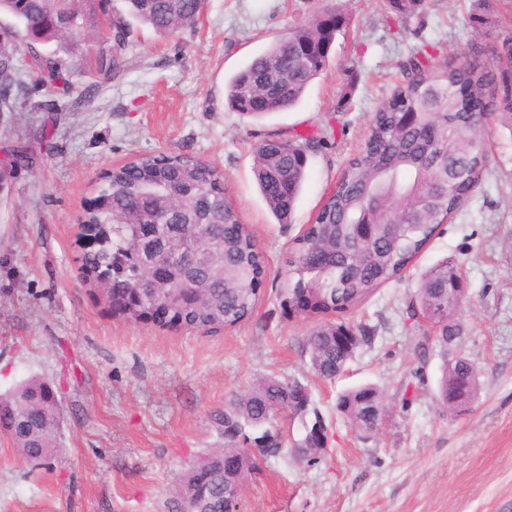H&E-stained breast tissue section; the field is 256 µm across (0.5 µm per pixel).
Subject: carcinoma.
<instances>
[{"mask_svg":"<svg viewBox=\"0 0 512 512\" xmlns=\"http://www.w3.org/2000/svg\"><path fill=\"white\" fill-rule=\"evenodd\" d=\"M85 0H24L17 15L18 27L0 43L6 66L13 57L33 53L31 35L40 42L77 39L83 32ZM204 0H126V15H113L119 47L132 36L130 20L171 35L196 26ZM340 31L341 18L329 13L297 27L287 37L253 57L227 84L229 107L255 118L283 112L297 104L309 84L326 67L333 41L321 45L318 55L304 47L319 42L327 20ZM111 47L99 53L97 69L112 75L119 64ZM459 62L436 75L414 77V63L406 79L370 120L368 136L358 155L350 159L336 183L335 193L318 211L311 227L299 239L290 259L297 275L292 291H305L311 312H349L383 284L401 277L437 228L448 222L480 184L488 167V154L481 130L484 124L467 109L463 90L473 94L496 86L512 71V38L504 43L502 65L486 66L480 50L468 45L458 53ZM0 92V108L10 112H35L39 105L9 91L24 83L18 72ZM65 61L52 57L36 60L32 89L69 91ZM262 91L271 101L269 112L249 109L252 95ZM319 140L266 139L254 148V174L265 202L281 223L291 220L301 187L306 179L309 154ZM100 212L85 211L84 222L105 221L112 225L110 245L102 252L84 257L90 283L93 272L110 273L112 262L130 259L138 247L133 225L140 216L159 218L162 242L178 250L188 239L217 240L223 248L210 253L208 261L195 267L197 284L187 292L195 296L190 308L170 301L164 288L138 285L132 273L112 275L107 302L112 296L143 298L168 304L169 321L187 329L210 328L213 319L224 318L233 326L248 320L259 299L266 275V261L255 236L241 223L237 210L224 196V176L211 164L183 155H145L101 177ZM191 186L194 199L180 196ZM207 198L211 208L224 213V223L199 228L186 223L183 210ZM466 298L458 264L444 259L420 278L408 305L410 318L432 325L443 365L438 382L441 404L450 413L465 411L478 391V370L456 350L463 327L457 317ZM375 328L355 321H322L304 337L303 351L314 373L331 381L339 376L356 351L375 342ZM381 403L377 387L365 384L340 394L336 410L362 436L376 430L367 416L371 403ZM61 401L50 383L31 378L12 392L0 396V434L26 461L50 459L60 428ZM281 413L301 419L305 436L297 455L311 462L325 454L327 426L311 406L307 386L295 379L263 376L231 397L224 409L212 414L224 429V447L213 448L180 478L178 512H226L235 502L230 493L233 480L224 476L220 458L236 453L241 458L238 479L246 480L259 461L288 455L272 422Z\"/></svg>","mask_w":512,"mask_h":512,"instance_id":"carcinoma-1","label":"carcinoma"}]
</instances>
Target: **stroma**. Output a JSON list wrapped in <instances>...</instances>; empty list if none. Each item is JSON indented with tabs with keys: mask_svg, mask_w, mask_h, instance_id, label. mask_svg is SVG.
Segmentation results:
<instances>
[{
	"mask_svg": "<svg viewBox=\"0 0 512 512\" xmlns=\"http://www.w3.org/2000/svg\"><path fill=\"white\" fill-rule=\"evenodd\" d=\"M122 0H92L82 41L49 48L74 75L70 93L33 92L35 112H0V159L22 155L0 189V394L32 376L61 398L56 449L22 461L0 438V512H176L179 478L222 443L211 415L264 375L307 384L329 446L316 463L261 462L239 512H512V128L484 133L489 168L401 280L354 313L376 328L333 382L316 377L302 340L316 317L288 311V259L369 120L410 60L438 73L469 43L498 66L512 38V0H206L195 28L136 26L121 70L101 79L96 24ZM333 10L344 25L327 68L294 108L255 121L231 110L226 87L294 27ZM333 129L310 154L291 223H278L254 178V147ZM186 154L217 166L224 194L268 265L249 320L217 331L168 328L113 313L83 273L81 218L112 164ZM460 263L468 297L459 348L481 369L465 412L437 398L441 355L432 327L407 319L422 272ZM370 383L383 395L378 432L362 438L336 398Z\"/></svg>",
	"mask_w": 512,
	"mask_h": 512,
	"instance_id": "1",
	"label": "stroma"
}]
</instances>
